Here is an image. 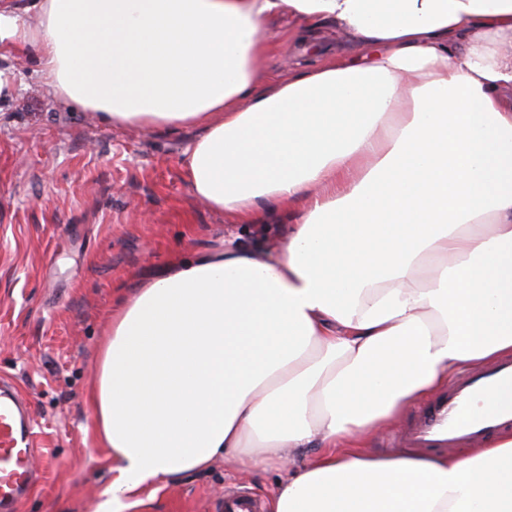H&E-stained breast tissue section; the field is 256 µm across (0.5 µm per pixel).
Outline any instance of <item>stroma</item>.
I'll return each instance as SVG.
<instances>
[{
  "mask_svg": "<svg viewBox=\"0 0 512 512\" xmlns=\"http://www.w3.org/2000/svg\"><path fill=\"white\" fill-rule=\"evenodd\" d=\"M0 70V378L31 408L38 473L19 512H95L112 470L89 394L123 299L188 253L276 247L292 220L236 224L197 199L182 166L194 130L111 127L59 103L25 45L1 44ZM280 479L218 459L142 512H224L225 494L259 499Z\"/></svg>",
  "mask_w": 512,
  "mask_h": 512,
  "instance_id": "stroma-1",
  "label": "stroma"
}]
</instances>
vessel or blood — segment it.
I'll return each mask as SVG.
<instances>
[{
	"label": "vessel or blood",
	"instance_id": "obj_1",
	"mask_svg": "<svg viewBox=\"0 0 512 512\" xmlns=\"http://www.w3.org/2000/svg\"><path fill=\"white\" fill-rule=\"evenodd\" d=\"M512 385V358L459 374L399 430L394 440L427 453L483 441L512 429V406L478 413L491 391ZM33 426L27 402L10 384L0 385V512H16L35 482Z\"/></svg>",
	"mask_w": 512,
	"mask_h": 512
}]
</instances>
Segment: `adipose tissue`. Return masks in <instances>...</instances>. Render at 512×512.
Listing matches in <instances>:
<instances>
[{
  "label": "adipose tissue",
  "instance_id": "adipose-tissue-1",
  "mask_svg": "<svg viewBox=\"0 0 512 512\" xmlns=\"http://www.w3.org/2000/svg\"><path fill=\"white\" fill-rule=\"evenodd\" d=\"M0 43L113 126L195 129L183 173L285 244L190 255L112 320L90 392L97 512L206 469L280 470L269 512H512V434L377 456L375 428L512 354V0H35ZM285 19L315 62L261 69ZM333 26L348 59L319 49ZM315 456L295 466L297 453Z\"/></svg>",
  "mask_w": 512,
  "mask_h": 512
}]
</instances>
